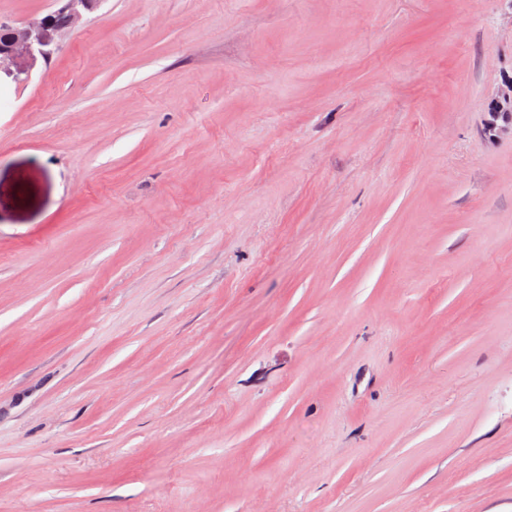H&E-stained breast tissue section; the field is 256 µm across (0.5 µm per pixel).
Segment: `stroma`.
Here are the masks:
<instances>
[{
  "label": "stroma",
  "instance_id": "obj_1",
  "mask_svg": "<svg viewBox=\"0 0 512 512\" xmlns=\"http://www.w3.org/2000/svg\"><path fill=\"white\" fill-rule=\"evenodd\" d=\"M0 74V512H512V0H103Z\"/></svg>",
  "mask_w": 512,
  "mask_h": 512
}]
</instances>
